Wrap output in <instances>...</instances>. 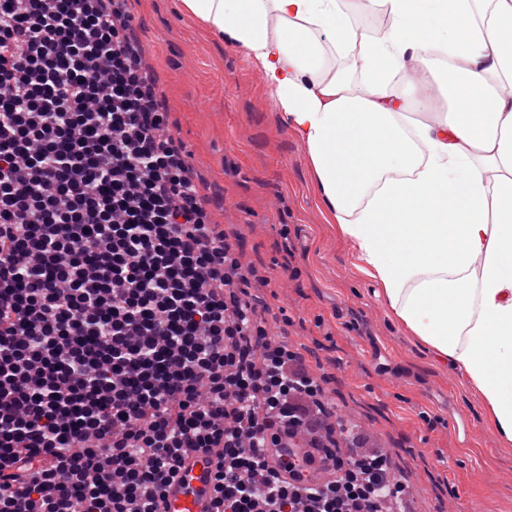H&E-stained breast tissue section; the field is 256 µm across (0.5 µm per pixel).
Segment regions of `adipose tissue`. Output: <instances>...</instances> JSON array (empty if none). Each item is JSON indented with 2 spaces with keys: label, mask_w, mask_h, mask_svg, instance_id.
<instances>
[{
  "label": "adipose tissue",
  "mask_w": 512,
  "mask_h": 512,
  "mask_svg": "<svg viewBox=\"0 0 512 512\" xmlns=\"http://www.w3.org/2000/svg\"><path fill=\"white\" fill-rule=\"evenodd\" d=\"M180 4L262 72L393 317L512 442V0H365L378 38L347 0Z\"/></svg>",
  "instance_id": "adipose-tissue-1"
}]
</instances>
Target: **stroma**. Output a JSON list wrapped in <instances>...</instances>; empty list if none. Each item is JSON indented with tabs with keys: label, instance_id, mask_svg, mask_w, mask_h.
<instances>
[{
	"label": "stroma",
	"instance_id": "obj_1",
	"mask_svg": "<svg viewBox=\"0 0 512 512\" xmlns=\"http://www.w3.org/2000/svg\"><path fill=\"white\" fill-rule=\"evenodd\" d=\"M126 13L169 132L202 194L219 199L211 222L265 283L271 339L301 354L358 452L386 456L404 484L387 512H512V443L478 392L384 306L261 72L204 36L179 0H128Z\"/></svg>",
	"mask_w": 512,
	"mask_h": 512
}]
</instances>
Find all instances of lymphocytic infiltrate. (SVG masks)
<instances>
[{"label":"lymphocytic infiltrate","mask_w":512,"mask_h":512,"mask_svg":"<svg viewBox=\"0 0 512 512\" xmlns=\"http://www.w3.org/2000/svg\"><path fill=\"white\" fill-rule=\"evenodd\" d=\"M125 0H0V512H381L379 455L311 435L321 386L166 136ZM214 466L201 454H190L168 487L162 512H208Z\"/></svg>","instance_id":"obj_1"}]
</instances>
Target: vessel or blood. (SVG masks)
Wrapping results in <instances>:
<instances>
[{
	"mask_svg": "<svg viewBox=\"0 0 512 512\" xmlns=\"http://www.w3.org/2000/svg\"><path fill=\"white\" fill-rule=\"evenodd\" d=\"M214 467L201 454L189 455L168 487L161 512H207Z\"/></svg>",
	"mask_w": 512,
	"mask_h": 512,
	"instance_id": "1",
	"label": "vessel or blood"
}]
</instances>
